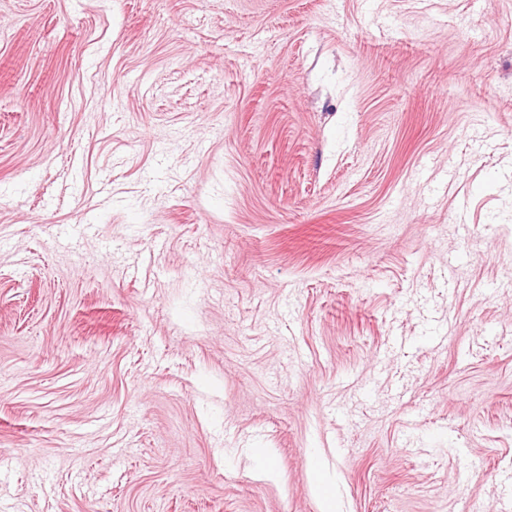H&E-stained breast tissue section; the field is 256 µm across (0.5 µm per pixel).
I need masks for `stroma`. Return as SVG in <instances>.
Masks as SVG:
<instances>
[{
  "label": "stroma",
  "instance_id": "35a3bbf8",
  "mask_svg": "<svg viewBox=\"0 0 512 512\" xmlns=\"http://www.w3.org/2000/svg\"><path fill=\"white\" fill-rule=\"evenodd\" d=\"M504 504L512 0H0V512Z\"/></svg>",
  "mask_w": 512,
  "mask_h": 512
}]
</instances>
